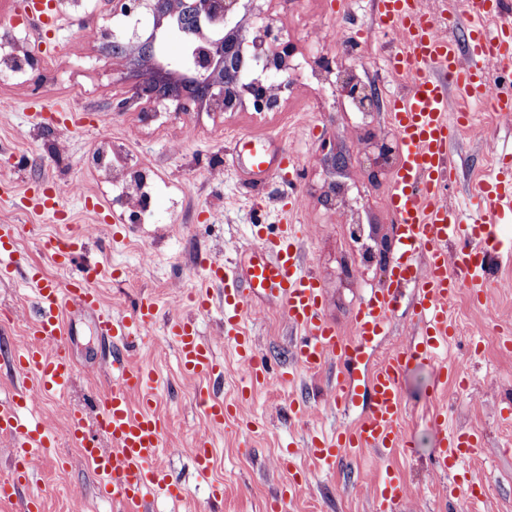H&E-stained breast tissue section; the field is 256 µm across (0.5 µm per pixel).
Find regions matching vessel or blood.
<instances>
[{
	"label": "vessel or blood",
	"instance_id": "b4317fda",
	"mask_svg": "<svg viewBox=\"0 0 512 512\" xmlns=\"http://www.w3.org/2000/svg\"><path fill=\"white\" fill-rule=\"evenodd\" d=\"M378 29L395 34L394 47L385 60L388 74L408 76V86L395 100L392 126L400 144V160L388 196V205L399 226L398 251L389 266V285L371 292L356 310L353 338L339 336L323 314V290L317 275L308 268L295 225L281 223L276 237L252 247L247 273L236 265L213 259L201 262L206 280L224 285V338L232 342L244 368L242 390L254 382L269 380V370L256 353L244 329L252 300L261 295L277 297L289 324L299 331L295 352L297 368L317 371L351 363L387 329L404 289L414 291L413 305L419 325L408 346L391 351L369 379L368 407L351 427L332 434H316L306 442L308 454L325 469L339 459L369 448L387 458L401 451L414 455L413 443L401 435L398 420L402 410L401 379L418 360L436 364L434 391L448 385V366L442 360L456 335L448 319V303L465 289L476 299L487 296L491 256L512 257V239L499 237L494 225L481 218L465 219L449 199L453 166L448 146L459 131H476L473 113L450 112L448 89L482 103L493 95L494 108L512 114V14L505 0H461L460 9L434 13L421 0H377ZM464 29L465 41L455 30ZM241 163L253 174L284 171L295 181L299 168L288 156L271 164L263 146L239 137L234 141ZM483 215L512 212V156L503 155L492 171L473 188ZM94 269L60 283L31 270L28 282L34 292L36 318L30 322L28 343L12 358L22 381L16 392L0 400V433L11 435L12 468L0 476V501L13 500L26 492L23 512H42L41 495L32 493L38 481L33 457L56 447V432L37 420L33 410L38 396L57 394L70 384L74 367L66 346L62 315L78 307L97 316L98 332L112 344V357L105 368L115 379L112 389L96 398L97 428L109 440L103 448L85 439L86 416L82 409L67 411L72 433L81 440V454L92 465L102 495L112 497L132 512H143L150 495L162 492L170 499L185 495L167 470L157 464L164 424L152 412L151 371L133 364L125 355L127 345L142 336L155 317L152 298L141 300L131 315H112L101 309L100 296L92 287ZM182 369L191 375L218 377L223 372L213 350L198 336L193 324L181 321L170 328ZM280 384L294 383L291 371L274 376ZM140 400H132V393ZM199 404L209 424L198 435L194 456L200 473L210 469L211 434L222 429L233 410L211 391H203ZM432 432L437 456L434 469L448 477V501L459 505L481 501V483L461 475V465L481 456L484 442L478 435L449 429L444 410H434ZM405 496L402 479L386 472L377 493L378 512H392Z\"/></svg>",
	"mask_w": 512,
	"mask_h": 512
}]
</instances>
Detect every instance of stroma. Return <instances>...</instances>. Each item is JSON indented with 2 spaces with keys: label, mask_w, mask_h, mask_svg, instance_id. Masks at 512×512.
I'll use <instances>...</instances> for the list:
<instances>
[{
  "label": "stroma",
  "mask_w": 512,
  "mask_h": 512,
  "mask_svg": "<svg viewBox=\"0 0 512 512\" xmlns=\"http://www.w3.org/2000/svg\"><path fill=\"white\" fill-rule=\"evenodd\" d=\"M57 31L42 35L32 27L24 0H0V54L20 57L14 70H0V225L14 227L11 249L21 270L0 281V399L10 397L19 378L9 353L23 346L32 314L33 294L23 275L37 268L63 282L66 269L51 257V243L86 225L84 242L97 273L92 280L104 307L131 314L142 296L157 302V318L142 340L128 348L135 363L155 370V411L165 425L158 457L185 496L174 502L163 495L150 499L151 512H266V505L289 478L279 466L288 443L298 444L295 466L307 479L301 494L285 501L283 512H374L375 492L385 470L400 474L407 495L394 512H449L445 481L430 462L436 446L430 428L434 407H447L448 426L483 436L484 454L466 467L486 489L473 512H512V422L499 409L512 399V351L503 347V333L512 325V262L498 261L488 297L476 302L460 292L448 304L457 339L448 347L449 368L473 376L470 390L448 386L434 396L429 388L434 365H414L402 380L399 427L415 444L416 455L382 459L370 450L337 462L334 470L317 465L303 451L309 435L349 426L366 411V385L374 367L392 350L408 344L417 332L412 293H405L385 334L344 374L328 366L316 373L296 371L293 387L269 381L255 386L243 415L258 426L244 429L229 419L211 438L213 458L206 476L196 471L192 448L205 430L197 403L201 383L186 378L170 321L193 318L202 339L224 366L214 384L225 401L238 396L243 375L236 349L224 339L220 313L223 288H210L208 310H196L190 293L202 277L198 261L240 260L254 243L255 229L265 236L278 231L281 198L286 188L276 176L257 181L234 161L233 140L240 135L270 138L272 156L287 152L298 161L302 208L294 223L304 230L302 252L324 290V315L344 336L354 334L353 316L370 291L386 287L387 268L380 262L384 246H396L398 226L387 197L399 163L398 153L383 154L398 140L386 112L358 111L336 83L353 77L394 100L399 85L384 74L387 37H375L353 52L337 46V26L367 30L375 23L371 0H251L237 19L248 34L270 24L282 30L295 52L289 60L290 86L278 106L255 111L242 96L234 111L205 101L191 111L174 104L143 111L134 101L140 68L133 57L115 59L113 36L123 35L127 17L113 14L109 0H54ZM37 112H87L91 126L74 129L36 124ZM481 137L463 134L449 145L458 177L452 201L472 199L475 181L498 156L512 153V118L481 112ZM122 154L128 166L154 181L151 223L131 231L138 215L118 202V185L94 161L101 152ZM81 184L80 194L65 195L54 212H32V198L43 188ZM150 262H142V253ZM65 341L75 363L69 388L42 397L37 414L51 423L59 438L56 455L37 459L44 512H126L123 505L102 498L97 475L84 460L67 419L71 406L91 407L113 379L98 367L100 340L92 313L73 310L63 317ZM245 327L257 352L284 371L294 363L296 332L287 323L274 296L254 299ZM344 377L345 405L334 404L337 377ZM306 402L296 416L292 406ZM243 418V419H244ZM65 465H58V458ZM224 488L213 499L212 485Z\"/></svg>",
  "instance_id": "35a3bbf8"
}]
</instances>
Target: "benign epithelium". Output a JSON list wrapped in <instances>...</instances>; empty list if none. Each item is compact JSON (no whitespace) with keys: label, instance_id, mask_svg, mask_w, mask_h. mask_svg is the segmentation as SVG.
<instances>
[{"label":"benign epithelium","instance_id":"benign-epithelium-1","mask_svg":"<svg viewBox=\"0 0 512 512\" xmlns=\"http://www.w3.org/2000/svg\"><path fill=\"white\" fill-rule=\"evenodd\" d=\"M112 14L130 17L145 8L154 16L149 37L142 42L156 60L171 73L190 74L195 84L204 91L203 99L211 101L224 111L234 109L241 93L252 99L257 112L273 109L276 96L267 91L269 84L279 90L288 89V59L293 47L283 41L282 32L271 25L258 31L251 41L250 58L263 61V69L274 70L269 83L259 78L247 84H224V70L245 62L243 45L247 41L245 30L235 21L241 0H109ZM215 36L208 37L203 28ZM171 40L182 45V52L167 56L163 48ZM135 97L145 108L154 110L165 100L177 101L176 110L188 112L191 103L172 93H163L146 74L135 89Z\"/></svg>","mask_w":512,"mask_h":512}]
</instances>
